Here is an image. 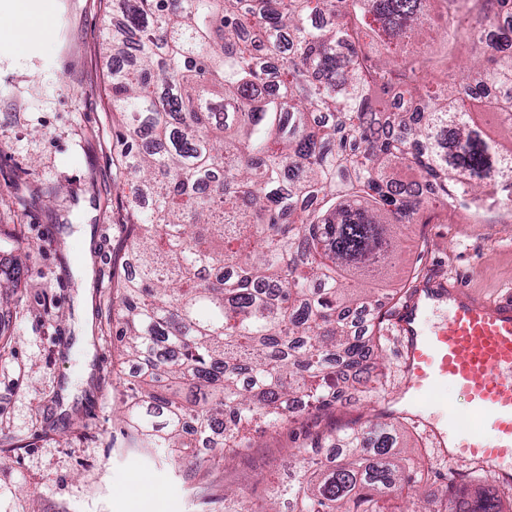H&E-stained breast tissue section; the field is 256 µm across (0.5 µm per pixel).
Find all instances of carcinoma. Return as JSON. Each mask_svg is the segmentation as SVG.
Instances as JSON below:
<instances>
[{
    "label": "carcinoma",
    "instance_id": "cac0c4a2",
    "mask_svg": "<svg viewBox=\"0 0 512 512\" xmlns=\"http://www.w3.org/2000/svg\"><path fill=\"white\" fill-rule=\"evenodd\" d=\"M459 0H116L106 40L116 138L132 199L137 275L118 281L116 333L135 382L125 400L134 448L194 470L208 448L251 447L300 404L325 410L353 369L374 382L373 335L348 321L373 296L355 287L396 252V228L431 202L493 197L512 207V148L477 124L488 85L512 128V59L476 60L451 94L422 90L427 59L401 57L429 6ZM470 33L505 0H481ZM415 91L419 111L376 112L373 97ZM149 197L143 213L138 201ZM398 425L370 421L309 437L270 509L393 512L431 475L402 455ZM448 474L425 512H504L497 480L469 490ZM0 512H20L0 484Z\"/></svg>",
    "mask_w": 512,
    "mask_h": 512
}]
</instances>
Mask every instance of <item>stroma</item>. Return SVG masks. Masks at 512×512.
<instances>
[{"instance_id":"obj_1","label":"stroma","mask_w":512,"mask_h":512,"mask_svg":"<svg viewBox=\"0 0 512 512\" xmlns=\"http://www.w3.org/2000/svg\"><path fill=\"white\" fill-rule=\"evenodd\" d=\"M54 2L48 33L20 49L0 46V260L22 266L0 304V326L14 336L0 350V478L20 488L25 512H225L228 489L239 492L245 512H263L270 476L287 481L288 461L308 435L406 407L399 337L385 327L375 352L385 396L366 402L350 391L330 409H298L294 422L196 476L176 471L164 453L128 447L119 406L134 377L115 332L129 228L113 151L112 61L103 51L120 19L112 0ZM475 52L464 37L450 48L430 41L427 85L442 90ZM420 218L401 230L390 287L414 286L437 268L489 299L512 292V211L456 204L429 207ZM85 224L94 245V341L83 386L76 328L83 285L72 267Z\"/></svg>"}]
</instances>
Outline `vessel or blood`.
<instances>
[{"instance_id":"vessel-or-blood-1","label":"vessel or blood","mask_w":512,"mask_h":512,"mask_svg":"<svg viewBox=\"0 0 512 512\" xmlns=\"http://www.w3.org/2000/svg\"><path fill=\"white\" fill-rule=\"evenodd\" d=\"M401 338L402 395L448 462L490 466L512 481V296L486 299L437 271L415 288L394 318ZM460 390L468 415L448 410Z\"/></svg>"}]
</instances>
